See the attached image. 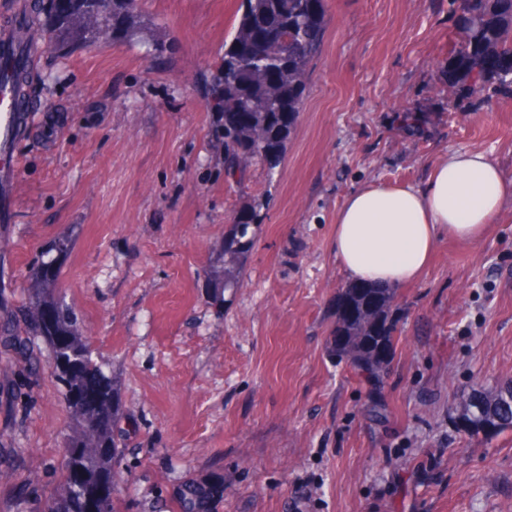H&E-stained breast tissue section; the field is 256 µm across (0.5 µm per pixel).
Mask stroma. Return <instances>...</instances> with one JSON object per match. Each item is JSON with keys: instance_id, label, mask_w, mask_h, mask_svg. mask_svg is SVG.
<instances>
[{"instance_id": "obj_1", "label": "stroma", "mask_w": 512, "mask_h": 512, "mask_svg": "<svg viewBox=\"0 0 512 512\" xmlns=\"http://www.w3.org/2000/svg\"><path fill=\"white\" fill-rule=\"evenodd\" d=\"M241 0H138L131 37L73 26L43 53L20 150L17 214L0 223V295L21 316L43 250L70 235L60 291L91 330L134 425L115 512H178L188 482L223 477L212 512H512V431L456 430L477 385L512 380V202L475 244L441 237L422 279L397 288L384 390L390 415L330 335L347 278L336 211L365 184H423L454 149L512 178V95L456 101L444 62L463 26L448 0H326L321 54L275 171L224 181L208 107ZM167 42L153 58L148 46ZM423 112L406 127L399 114ZM260 203L241 286H215L231 218ZM0 502L61 488L73 419L50 374L15 421Z\"/></svg>"}]
</instances>
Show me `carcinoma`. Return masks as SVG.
I'll use <instances>...</instances> for the list:
<instances>
[{"mask_svg": "<svg viewBox=\"0 0 512 512\" xmlns=\"http://www.w3.org/2000/svg\"><path fill=\"white\" fill-rule=\"evenodd\" d=\"M52 16L62 20L83 8L102 18L129 25L128 3L132 0H43ZM454 12L466 30L463 42L450 49L448 77L461 96L500 92L512 93V0H451ZM286 23L293 32L288 55L274 47L259 56L255 48L278 25ZM327 24L325 0H242L224 55L216 66L209 102L215 113L214 132L223 152L224 180L244 174L251 166H276L285 142L295 126L312 62L321 52ZM265 70L268 89L258 93L254 73ZM259 224L253 207L237 211L229 235L224 238L220 261L224 274L220 287H240V269L254 246V227ZM68 247L62 238L39 258L32 284L23 293L28 325L0 317V360L30 383L49 370L61 386L79 428L63 448L65 492L51 495L45 512H86L89 502L106 487L118 491L122 472L114 460L126 446L130 431L122 426L126 414L119 402L118 385L112 374L95 361L82 333L76 313L54 294L59 276V256ZM395 289L349 283L336 298V336L347 337L340 347L332 343L339 359H346L370 385L369 414L387 417L382 396L386 356L390 355L397 328L393 314ZM47 352H42L38 341ZM27 398L14 388L0 393V461L12 457L11 421ZM464 418L472 424L471 435L499 419L512 421V403L502 387L476 388ZM95 430L101 450L86 453L80 447V430ZM180 497L187 512H209L212 501L224 497V479L192 482Z\"/></svg>", "mask_w": 512, "mask_h": 512, "instance_id": "obj_1", "label": "carcinoma"}]
</instances>
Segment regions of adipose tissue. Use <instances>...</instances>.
I'll return each mask as SVG.
<instances>
[{
    "mask_svg": "<svg viewBox=\"0 0 512 512\" xmlns=\"http://www.w3.org/2000/svg\"><path fill=\"white\" fill-rule=\"evenodd\" d=\"M509 199L512 179L486 152L455 150L429 166L424 185L351 191L336 211L332 251L351 281L404 286L424 274L441 236L479 242Z\"/></svg>",
    "mask_w": 512,
    "mask_h": 512,
    "instance_id": "ef3b65f1",
    "label": "adipose tissue"
}]
</instances>
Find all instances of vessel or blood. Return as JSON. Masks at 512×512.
Instances as JSON below:
<instances>
[{"mask_svg": "<svg viewBox=\"0 0 512 512\" xmlns=\"http://www.w3.org/2000/svg\"><path fill=\"white\" fill-rule=\"evenodd\" d=\"M31 4L14 8V22L0 25V223L8 224L15 210L16 179L13 168L30 127L37 103L24 95L12 79L26 55L22 32Z\"/></svg>", "mask_w": 512, "mask_h": 512, "instance_id": "b4317fda", "label": "vessel or blood"}]
</instances>
